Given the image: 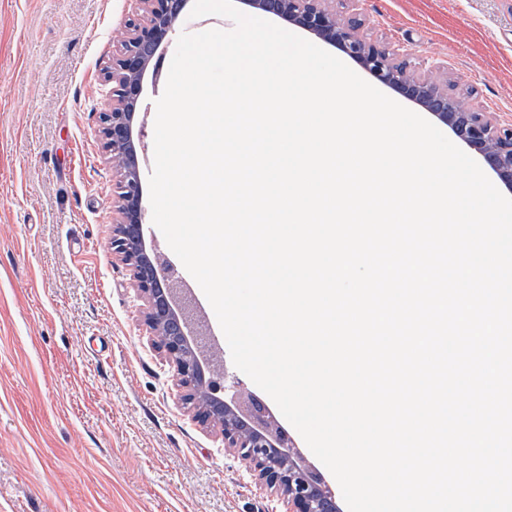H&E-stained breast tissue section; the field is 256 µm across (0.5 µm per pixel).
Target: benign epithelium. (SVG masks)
I'll use <instances>...</instances> for the list:
<instances>
[{"instance_id":"benign-epithelium-1","label":"benign epithelium","mask_w":512,"mask_h":512,"mask_svg":"<svg viewBox=\"0 0 512 512\" xmlns=\"http://www.w3.org/2000/svg\"><path fill=\"white\" fill-rule=\"evenodd\" d=\"M139 13L126 22V35L112 57V104L103 113L102 137L108 162L118 175L112 225V257L125 265L146 303L145 324L154 345L171 364L182 404L203 427H219L224 450L245 463L266 493L282 501L285 512H336L335 492L304 464L288 433L257 398L240 401L241 388L229 371L206 376L212 348L194 343L201 335L200 313L189 288L168 265L152 262L158 251L147 236L141 159L147 109L142 88L148 70L158 73L163 45L175 32L189 0H137ZM331 0H242L252 10L282 19L330 44L358 62L378 83L420 106L448 126L454 136L480 155L499 181L512 189V122L476 112L448 91V83L408 69L388 46L359 31L360 0H347L342 18Z\"/></svg>"}]
</instances>
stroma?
<instances>
[{"instance_id":"stroma-1","label":"stroma","mask_w":512,"mask_h":512,"mask_svg":"<svg viewBox=\"0 0 512 512\" xmlns=\"http://www.w3.org/2000/svg\"><path fill=\"white\" fill-rule=\"evenodd\" d=\"M135 0H0V512H283L179 401L112 257L103 148ZM415 72L512 121V0H362Z\"/></svg>"}]
</instances>
